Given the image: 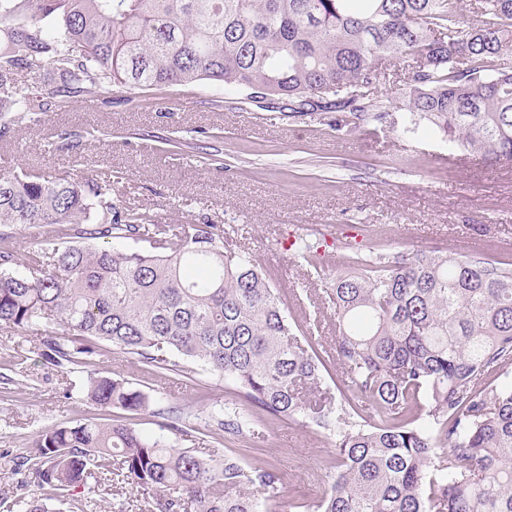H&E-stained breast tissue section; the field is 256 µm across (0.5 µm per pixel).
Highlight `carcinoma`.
Listing matches in <instances>:
<instances>
[{"label": "carcinoma", "mask_w": 512, "mask_h": 512, "mask_svg": "<svg viewBox=\"0 0 512 512\" xmlns=\"http://www.w3.org/2000/svg\"><path fill=\"white\" fill-rule=\"evenodd\" d=\"M0 0V141L23 123L114 85L140 108L153 92L208 83L259 91L291 114L353 133L386 119L371 91L413 62L405 131L512 164V0ZM50 65L57 85L15 92L17 76ZM61 127L56 149L83 138ZM114 181L0 173V228L21 224L20 253L0 235V327L41 336L54 365L93 367L110 350L159 375L189 366L230 385L235 409L208 427L240 439L264 416L301 417L335 433L338 472L314 512H512V257L441 251L384 254L338 241L346 270L327 292L347 389L323 387L327 363L297 335L256 258L226 249L222 224H167L114 202ZM68 239L61 247L57 239ZM142 240L145 252L95 246ZM320 240L297 252L318 271ZM24 271L18 272L15 267ZM87 400L131 414L153 399L90 374ZM116 420L37 434L23 464L37 491L10 512H46L39 491L88 485L118 467L157 512H271L282 474L177 447Z\"/></svg>", "instance_id": "obj_1"}]
</instances>
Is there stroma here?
I'll list each match as a JSON object with an SVG mask.
<instances>
[{
    "label": "stroma",
    "mask_w": 512,
    "mask_h": 512,
    "mask_svg": "<svg viewBox=\"0 0 512 512\" xmlns=\"http://www.w3.org/2000/svg\"><path fill=\"white\" fill-rule=\"evenodd\" d=\"M408 76L397 69L375 92L390 108L388 121L353 134L206 86L161 90L148 107L134 109L121 89L108 85L101 91L106 105L85 110L75 101L45 113L13 141L0 143V159L8 171L117 175L120 193L159 219L232 226L237 246L253 252L296 318L324 298L340 271L335 249H327L319 273L283 249L290 236L307 230L325 239L346 232L355 218L374 229L375 243L389 254H512V165L449 149L436 136L417 140L405 133ZM218 96L220 108L213 105ZM61 126L93 127L97 136L80 150L60 153L54 132ZM217 130L222 138L212 139ZM172 134L188 142L184 155L162 150L160 137ZM96 369L153 397L154 412L132 418L137 430L168 435L167 410L185 412L198 430L189 447L211 449L219 458L230 448L245 464L272 463L283 475L286 499L316 505L336 476L329 465L334 436L304 419L267 417L234 441L209 432L210 412L235 401L230 389L202 371L160 377L117 350ZM86 381V373L46 362L37 337L0 328V512L35 487L33 471L18 468L17 459L38 432L115 418V410L87 402ZM98 488L87 512H110L116 499L125 512L151 510L149 497L130 491L120 475L99 478Z\"/></svg>",
    "instance_id": "stroma-1"
}]
</instances>
